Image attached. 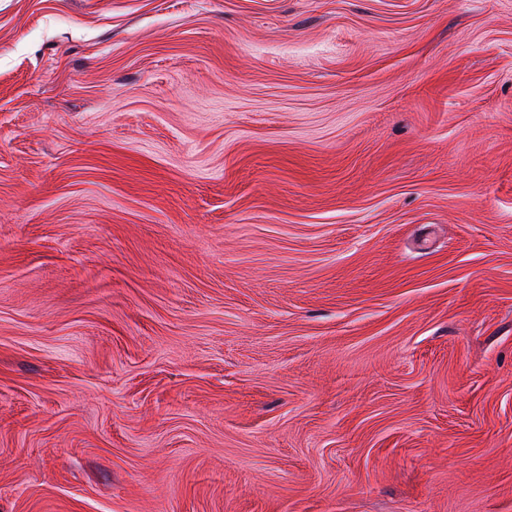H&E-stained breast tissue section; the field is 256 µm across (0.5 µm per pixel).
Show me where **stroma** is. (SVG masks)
Here are the masks:
<instances>
[{"label": "stroma", "mask_w": 512, "mask_h": 512, "mask_svg": "<svg viewBox=\"0 0 512 512\" xmlns=\"http://www.w3.org/2000/svg\"><path fill=\"white\" fill-rule=\"evenodd\" d=\"M0 512H512V0H0Z\"/></svg>", "instance_id": "35a3bbf8"}]
</instances>
